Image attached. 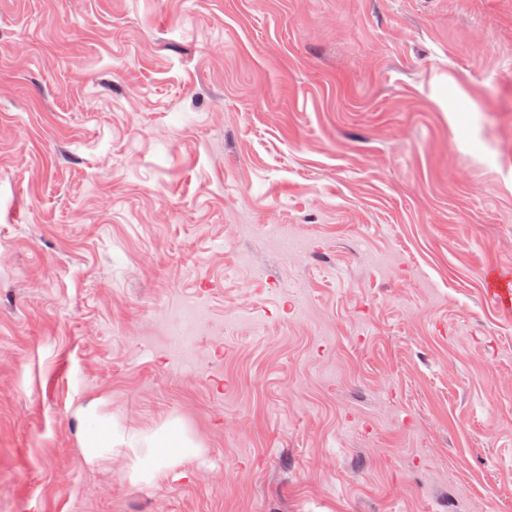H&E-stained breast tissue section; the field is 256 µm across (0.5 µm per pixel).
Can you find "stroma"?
I'll return each instance as SVG.
<instances>
[{
  "label": "stroma",
  "instance_id": "35a3bbf8",
  "mask_svg": "<svg viewBox=\"0 0 512 512\" xmlns=\"http://www.w3.org/2000/svg\"><path fill=\"white\" fill-rule=\"evenodd\" d=\"M493 271L512 0H0V512H512ZM163 335L162 340L169 351L172 362L186 364L199 358L197 350L188 343L186 336H183L179 331H173L170 326L164 324ZM202 449L179 420L155 428L127 430L112 419L100 421L82 452L92 464L122 461L134 484H154L165 471L180 466Z\"/></svg>",
  "mask_w": 512,
  "mask_h": 512
}]
</instances>
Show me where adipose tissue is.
<instances>
[{"instance_id":"adipose-tissue-1","label":"adipose tissue","mask_w":512,"mask_h":512,"mask_svg":"<svg viewBox=\"0 0 512 512\" xmlns=\"http://www.w3.org/2000/svg\"><path fill=\"white\" fill-rule=\"evenodd\" d=\"M200 451L199 443L178 420L142 430H129L107 420L87 437L83 455L92 464L121 461L132 483L152 484L165 471L180 466Z\"/></svg>"}]
</instances>
